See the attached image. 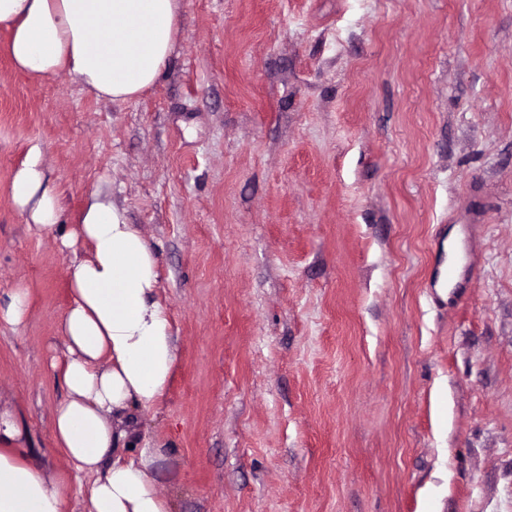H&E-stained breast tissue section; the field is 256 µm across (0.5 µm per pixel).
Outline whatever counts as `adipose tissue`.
I'll use <instances>...</instances> for the list:
<instances>
[{
	"label": "adipose tissue",
	"mask_w": 512,
	"mask_h": 512,
	"mask_svg": "<svg viewBox=\"0 0 512 512\" xmlns=\"http://www.w3.org/2000/svg\"><path fill=\"white\" fill-rule=\"evenodd\" d=\"M182 0H0L16 70L30 78L62 75L97 99L126 103L153 87L179 33ZM27 223L52 231L63 217L32 146L12 180ZM84 240L68 269L71 302L62 322L60 370L66 399L53 417L65 454V480L50 481L27 430L0 413V512H64L65 481L92 477L86 512H170L151 475L159 449L115 450L137 438L139 415L164 397L177 359L169 315L157 297L160 264L153 244L125 209L91 194L64 246Z\"/></svg>",
	"instance_id": "1"
}]
</instances>
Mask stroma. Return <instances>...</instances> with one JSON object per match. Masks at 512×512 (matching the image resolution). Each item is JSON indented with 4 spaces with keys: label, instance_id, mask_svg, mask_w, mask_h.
Segmentation results:
<instances>
[{
    "label": "stroma",
    "instance_id": "35a3bbf8",
    "mask_svg": "<svg viewBox=\"0 0 512 512\" xmlns=\"http://www.w3.org/2000/svg\"><path fill=\"white\" fill-rule=\"evenodd\" d=\"M0 30V412L50 480L91 193L161 259L177 360L143 444L172 512H512V0H183L159 81L96 99ZM40 144L65 224L11 194ZM8 298L9 301L4 306L0 303V321L10 325H19L24 321L28 312V289L15 288Z\"/></svg>",
    "mask_w": 512,
    "mask_h": 512
}]
</instances>
